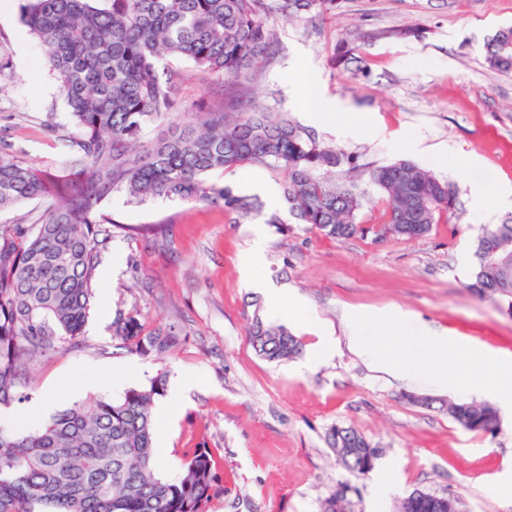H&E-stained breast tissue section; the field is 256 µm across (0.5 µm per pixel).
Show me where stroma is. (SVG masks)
<instances>
[{
    "mask_svg": "<svg viewBox=\"0 0 512 512\" xmlns=\"http://www.w3.org/2000/svg\"><path fill=\"white\" fill-rule=\"evenodd\" d=\"M21 0L0 13V57L12 78L0 85V137L46 168L63 158L44 130L72 129L41 47L19 20ZM276 33L258 79L242 97L349 156L336 181H354L362 198L356 221L365 233L336 240L290 212L284 197L259 196L261 211L242 214L223 203L155 198L141 205L113 193L106 211L117 227L101 252L84 334L57 342L31 364L30 398L16 405L27 428L49 421L31 415L52 399L62 410L92 398H116L162 377L194 383L178 416L154 415L155 457L172 476L186 455L209 449L218 480L205 512H320L338 485L353 486L350 512H398L421 490L459 497L460 512H512V410L499 409L496 433L466 431L447 413L413 403V396L491 403L490 395L456 386L438 389L381 370L360 356L350 337L353 307L397 306L438 330L499 353L512 354V305L470 290L475 245L486 228L512 222V204L498 203L512 185V72L488 66L484 46L512 26V0H337L330 12L269 21ZM351 50L350 69L335 66ZM179 120L198 100L222 103L221 86L188 61L173 62ZM305 82L348 111L373 116L374 127L336 132L306 124L291 96ZM409 136L437 150L410 158L396 141ZM413 159L448 182L457 205L429 234H387L386 202L373 169ZM259 176L282 189L281 173L242 166L211 174L240 196L255 195ZM484 187L476 205L474 184ZM164 224L166 237L144 234ZM265 240L262 276L286 294L274 302L246 281L242 258L251 227ZM300 301L294 313L292 301ZM137 314L145 333L171 326L179 345L163 357L143 355L112 336L118 313ZM298 336L303 352L279 364L249 342L254 317ZM129 360L121 370L120 360ZM92 369L103 384L63 389L65 377ZM335 425H351L379 450L374 470L358 477L326 442Z\"/></svg>",
    "mask_w": 512,
    "mask_h": 512,
    "instance_id": "35a3bbf8",
    "label": "stroma"
}]
</instances>
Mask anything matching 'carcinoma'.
Here are the masks:
<instances>
[{
  "mask_svg": "<svg viewBox=\"0 0 512 512\" xmlns=\"http://www.w3.org/2000/svg\"><path fill=\"white\" fill-rule=\"evenodd\" d=\"M336 7V0H22L20 21L40 43L74 131L57 136L67 160L45 169L31 165L0 139V211L38 201L35 221L25 215L0 225V407L27 395L18 391L21 361L55 348L58 332L84 333L103 225L112 193L133 204L155 197L224 202L248 213L257 203L209 181L207 175L243 165L284 174L291 211L322 235L346 239L364 231L355 222L361 200L323 175L348 160L280 114L258 105L226 110L210 105L193 121L173 120L176 100L163 61L188 60L205 78L250 83L269 57L274 32L269 17L286 21ZM490 67L512 72V28L485 45ZM169 122L166 135L144 141L145 129ZM372 182L386 195L387 230L425 236L437 216L452 212L448 183L408 161L377 168ZM512 224H497L477 239L471 288L489 298L512 299V258L489 261L484 252ZM112 335L130 349L169 351L177 333L143 334L133 314L118 315ZM254 350L271 362L301 355V340L282 326L256 319ZM164 394L160 377L118 399L96 398L55 414L27 432L0 425V512H203L215 480L208 449L198 448L168 478L155 462L152 405ZM465 430L492 434L499 423L486 403H445L426 397ZM327 443L359 448L342 463L355 475L374 468L378 449L358 429L333 426ZM348 487L322 501V512H346ZM436 496L415 491L400 512H436Z\"/></svg>",
  "mask_w": 512,
  "mask_h": 512,
  "instance_id": "1",
  "label": "carcinoma"
}]
</instances>
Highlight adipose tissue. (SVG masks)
I'll return each mask as SVG.
<instances>
[{
  "label": "adipose tissue",
  "mask_w": 512,
  "mask_h": 512,
  "mask_svg": "<svg viewBox=\"0 0 512 512\" xmlns=\"http://www.w3.org/2000/svg\"><path fill=\"white\" fill-rule=\"evenodd\" d=\"M349 321L359 353L377 366L439 388L462 382L512 406V359L474 349L398 307L353 309ZM462 361L469 365L464 373L458 369Z\"/></svg>",
  "instance_id": "adipose-tissue-1"
}]
</instances>
